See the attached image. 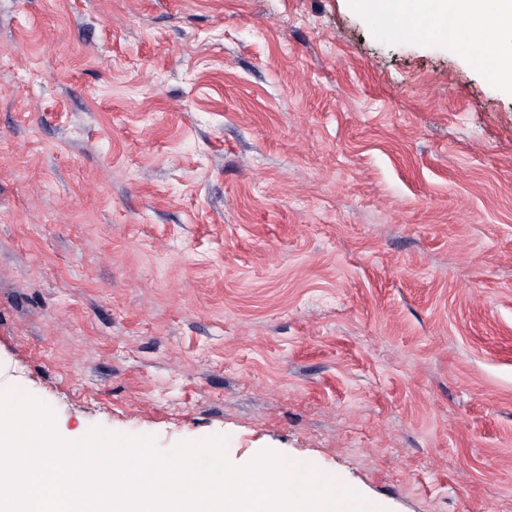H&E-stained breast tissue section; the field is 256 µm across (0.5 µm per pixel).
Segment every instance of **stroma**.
Returning a JSON list of instances; mask_svg holds the SVG:
<instances>
[{"instance_id": "35a3bbf8", "label": "stroma", "mask_w": 512, "mask_h": 512, "mask_svg": "<svg viewBox=\"0 0 512 512\" xmlns=\"http://www.w3.org/2000/svg\"><path fill=\"white\" fill-rule=\"evenodd\" d=\"M392 25L0 0V392L512 512V91Z\"/></svg>"}]
</instances>
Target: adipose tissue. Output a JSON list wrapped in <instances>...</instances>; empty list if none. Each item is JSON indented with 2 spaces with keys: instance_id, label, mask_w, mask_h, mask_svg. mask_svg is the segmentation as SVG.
Instances as JSON below:
<instances>
[{
  "instance_id": "1",
  "label": "adipose tissue",
  "mask_w": 512,
  "mask_h": 512,
  "mask_svg": "<svg viewBox=\"0 0 512 512\" xmlns=\"http://www.w3.org/2000/svg\"><path fill=\"white\" fill-rule=\"evenodd\" d=\"M365 13L398 19L395 36L468 42L470 26L483 27L484 50H471L472 63L497 84H512V0H353Z\"/></svg>"
}]
</instances>
